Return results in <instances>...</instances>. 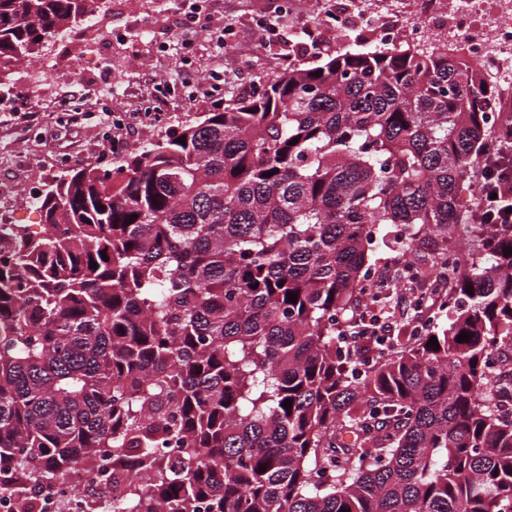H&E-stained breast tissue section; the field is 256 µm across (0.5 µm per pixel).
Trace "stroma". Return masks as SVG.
<instances>
[{"instance_id":"obj_1","label":"stroma","mask_w":512,"mask_h":512,"mask_svg":"<svg viewBox=\"0 0 512 512\" xmlns=\"http://www.w3.org/2000/svg\"><path fill=\"white\" fill-rule=\"evenodd\" d=\"M280 0H210L194 24H186L185 0H123L112 13L113 32L125 41L109 55L89 47L79 75L61 70L43 91L19 95L9 73L0 74V184L17 189L16 223L43 221L31 196L65 171L118 162L111 150L117 122L128 124L123 153L132 154L176 129L188 116L223 105L244 92L247 80L262 82L289 62L316 63L324 50L362 45L349 30L322 42L300 37L290 46L262 42L258 17L273 19ZM80 102L61 120L54 99ZM33 160L22 168L17 157Z\"/></svg>"}]
</instances>
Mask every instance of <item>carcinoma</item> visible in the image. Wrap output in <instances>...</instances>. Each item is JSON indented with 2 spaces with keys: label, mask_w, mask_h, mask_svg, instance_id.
Listing matches in <instances>:
<instances>
[{
  "label": "carcinoma",
  "mask_w": 512,
  "mask_h": 512,
  "mask_svg": "<svg viewBox=\"0 0 512 512\" xmlns=\"http://www.w3.org/2000/svg\"><path fill=\"white\" fill-rule=\"evenodd\" d=\"M88 13L0 0V64ZM494 96L446 42L327 53L110 176L55 178L46 231L1 218L0 493L15 512L36 509L16 474L50 484L103 451L112 495L90 512H512V420L491 403L512 375L488 376L512 350V224L471 228L456 198ZM380 225L403 249L434 244L422 271L448 276V299L439 325L368 366L342 325ZM469 232L482 250L459 270L448 240Z\"/></svg>",
  "instance_id": "cac0c4a2"
}]
</instances>
